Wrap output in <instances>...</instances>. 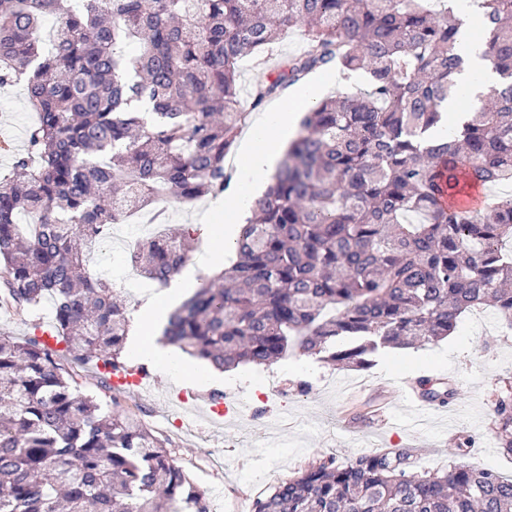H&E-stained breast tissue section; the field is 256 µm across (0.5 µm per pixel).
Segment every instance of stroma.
<instances>
[{
  "instance_id": "35a3bbf8",
  "label": "stroma",
  "mask_w": 512,
  "mask_h": 512,
  "mask_svg": "<svg viewBox=\"0 0 512 512\" xmlns=\"http://www.w3.org/2000/svg\"><path fill=\"white\" fill-rule=\"evenodd\" d=\"M34 121L23 85L1 87L0 144L10 146L0 151L1 173L12 154L26 150ZM262 374L264 384L229 387L175 383L155 369L152 393L106 392L102 400H118L166 440L174 463L205 490L212 512L248 510L257 495L329 456L406 448L417 470L443 469L453 463L449 450L462 434L473 438L466 462L512 478V455L499 452L493 417L497 397L512 387V329L494 309L466 314L442 341L403 354L381 352L365 369L336 370L294 351ZM418 377L454 391L449 414L418 419L406 408L400 384ZM228 388L249 403L245 419L174 425V394L195 395L204 413L210 394Z\"/></svg>"
}]
</instances>
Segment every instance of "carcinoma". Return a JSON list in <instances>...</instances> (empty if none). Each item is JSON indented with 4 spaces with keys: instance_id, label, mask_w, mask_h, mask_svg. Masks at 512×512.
<instances>
[{
    "instance_id": "cac0c4a2",
    "label": "carcinoma",
    "mask_w": 512,
    "mask_h": 512,
    "mask_svg": "<svg viewBox=\"0 0 512 512\" xmlns=\"http://www.w3.org/2000/svg\"><path fill=\"white\" fill-rule=\"evenodd\" d=\"M500 81L455 139L425 134L461 94L462 22L422 0H0V86L24 83L28 148L0 175V300L53 302L51 335L99 372L124 367L128 299L89 269L93 241L149 202L224 193L249 112L239 66L295 27L304 50L256 85L250 108L334 65L366 89L303 112L274 182L245 219L236 261L169 316L165 343L229 370L288 351L364 367L386 347L438 342L491 305L512 324V196L480 210L467 188L512 183V0H477ZM57 18L50 43L43 29ZM142 102L149 114L131 109ZM131 266L163 287L183 234L146 237ZM42 337L0 336V512H210L166 442L95 395ZM424 398L451 392L419 381ZM512 455V393L495 402ZM404 448L330 456L254 512H512V478L469 464L414 469Z\"/></svg>"
}]
</instances>
